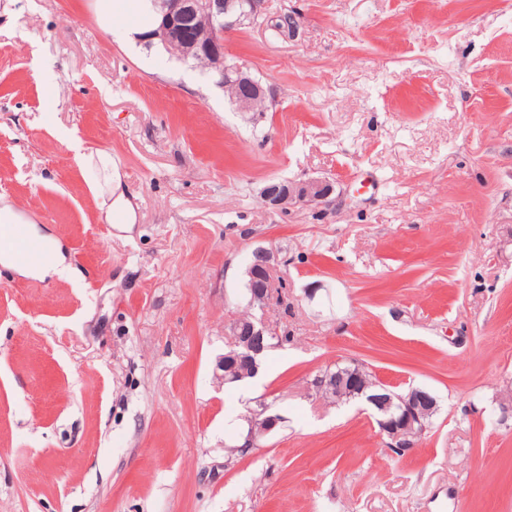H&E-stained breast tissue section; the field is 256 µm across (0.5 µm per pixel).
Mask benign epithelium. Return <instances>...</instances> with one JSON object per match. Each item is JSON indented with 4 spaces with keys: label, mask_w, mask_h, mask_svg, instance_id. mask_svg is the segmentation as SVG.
I'll list each match as a JSON object with an SVG mask.
<instances>
[{
    "label": "benign epithelium",
    "mask_w": 512,
    "mask_h": 512,
    "mask_svg": "<svg viewBox=\"0 0 512 512\" xmlns=\"http://www.w3.org/2000/svg\"><path fill=\"white\" fill-rule=\"evenodd\" d=\"M154 8L161 16L157 28L142 34L145 45L151 46L159 41L165 46L177 43L171 36V30L185 12H203L210 21V33L207 48L209 51L208 78L215 86L227 90L229 86H243L247 95L234 94L231 102L242 112L255 111L256 103L266 101V90L256 82L244 68L235 70L229 76L224 69V34L239 27L258 25L274 31L279 36L291 38L301 26V14L297 11L282 12L277 15L266 13L264 0H151ZM334 183L327 178H312L300 181L269 180L260 189L261 199L272 206L286 209L288 207L328 208L335 201ZM255 260L247 268L249 277L267 286L258 291L263 301L275 295L274 288L278 285L274 269L276 257L264 248L254 252ZM229 334L237 337L239 350L231 355V361L219 360L217 369L221 371L219 378L225 383H238L250 377L257 367V357L265 349L264 337L277 336L280 330L271 325L265 317L250 316L247 319L237 317L229 324ZM343 382L348 388L335 393L331 379L317 376L313 381L316 391L321 394L339 395V398H354L362 395L366 388L376 384L361 368H349L343 375ZM370 402L387 416L376 419L382 434L388 441L386 447L405 451L414 445V439L426 429V418L438 408L437 399L423 388H411L404 394H395V398L384 399L374 397ZM248 429L241 436L242 442L237 445L240 452L246 453L256 446L257 436L272 432L281 417L272 412V406L262 404L261 411L252 413L246 418Z\"/></svg>",
    "instance_id": "7a95c632"
}]
</instances>
